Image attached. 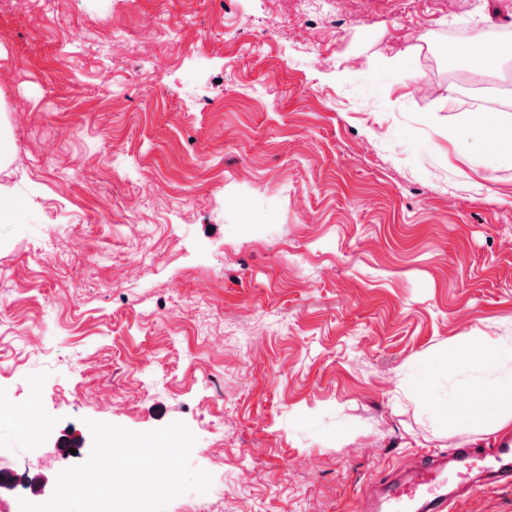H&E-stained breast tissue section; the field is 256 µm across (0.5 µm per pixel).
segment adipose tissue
Listing matches in <instances>:
<instances>
[{
    "label": "adipose tissue",
    "instance_id": "ef3b65f1",
    "mask_svg": "<svg viewBox=\"0 0 512 512\" xmlns=\"http://www.w3.org/2000/svg\"><path fill=\"white\" fill-rule=\"evenodd\" d=\"M449 374L467 373L478 378L491 374L485 394L474 395L471 387L461 393L467 402L447 408L449 423H463L487 434L512 439V345L478 336L445 356Z\"/></svg>",
    "mask_w": 512,
    "mask_h": 512
}]
</instances>
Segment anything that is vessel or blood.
Here are the masks:
<instances>
[{"label": "vessel or blood", "mask_w": 512, "mask_h": 512, "mask_svg": "<svg viewBox=\"0 0 512 512\" xmlns=\"http://www.w3.org/2000/svg\"><path fill=\"white\" fill-rule=\"evenodd\" d=\"M475 450L466 445L452 453L451 463L434 456L422 457L402 481L382 483L379 491H366L357 512H448V477L456 475L457 486L469 491L476 485L471 478L474 468L487 475V484L512 487V446L494 449L482 464H475Z\"/></svg>", "instance_id": "obj_1"}]
</instances>
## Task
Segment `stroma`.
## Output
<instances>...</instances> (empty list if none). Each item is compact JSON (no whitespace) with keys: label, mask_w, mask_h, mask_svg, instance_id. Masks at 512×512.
I'll list each match as a JSON object with an SVG mask.
<instances>
[{"label":"stroma","mask_w":512,"mask_h":512,"mask_svg":"<svg viewBox=\"0 0 512 512\" xmlns=\"http://www.w3.org/2000/svg\"><path fill=\"white\" fill-rule=\"evenodd\" d=\"M507 41L512 0H9L0 512L91 420L195 434L167 512H356L470 438L440 355L512 336V162L451 131L512 114Z\"/></svg>","instance_id":"1"}]
</instances>
